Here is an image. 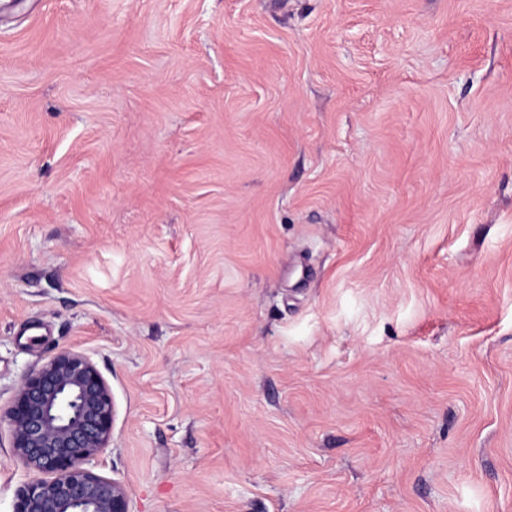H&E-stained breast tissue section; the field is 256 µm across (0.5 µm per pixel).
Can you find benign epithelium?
<instances>
[{"instance_id": "7a95c632", "label": "benign epithelium", "mask_w": 512, "mask_h": 512, "mask_svg": "<svg viewBox=\"0 0 512 512\" xmlns=\"http://www.w3.org/2000/svg\"><path fill=\"white\" fill-rule=\"evenodd\" d=\"M114 414L108 382L81 352L60 351L24 374L0 424L16 459L42 478L17 489L14 512H129L125 486L94 471Z\"/></svg>"}]
</instances>
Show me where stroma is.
Listing matches in <instances>:
<instances>
[{"instance_id": "obj_1", "label": "stroma", "mask_w": 512, "mask_h": 512, "mask_svg": "<svg viewBox=\"0 0 512 512\" xmlns=\"http://www.w3.org/2000/svg\"><path fill=\"white\" fill-rule=\"evenodd\" d=\"M65 349L129 512H512V0H0V407Z\"/></svg>"}]
</instances>
